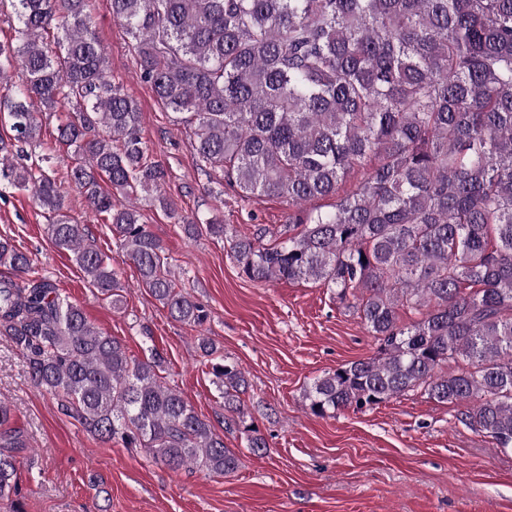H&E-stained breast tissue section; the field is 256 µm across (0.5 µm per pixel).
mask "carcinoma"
Instances as JSON below:
<instances>
[{"instance_id": "cac0c4a2", "label": "carcinoma", "mask_w": 512, "mask_h": 512, "mask_svg": "<svg viewBox=\"0 0 512 512\" xmlns=\"http://www.w3.org/2000/svg\"><path fill=\"white\" fill-rule=\"evenodd\" d=\"M16 44H0V198L28 192L53 218L54 245L117 302L119 280L82 245L42 144V117L65 107L55 143L77 156L70 181L112 225L139 285L189 326L204 310L176 283L164 248L128 198L158 193L165 173L149 156L137 102L112 80L89 0H10ZM136 43L157 98L195 125L198 168H219L238 195L297 208L273 232L258 227L229 247L250 280L313 281L354 309L378 355L318 378L316 415L372 408L410 391L458 408L456 418L512 448V0H111ZM56 32L55 48L43 35ZM377 165L330 210L356 165ZM109 185L106 191L103 185ZM194 237L224 236L196 218ZM0 332L32 381L104 442L144 448L173 470L224 476L236 454L159 372L136 360L0 239ZM418 318L400 321V311ZM224 428L238 424L244 374L216 362ZM0 453V498L17 490Z\"/></svg>"}]
</instances>
